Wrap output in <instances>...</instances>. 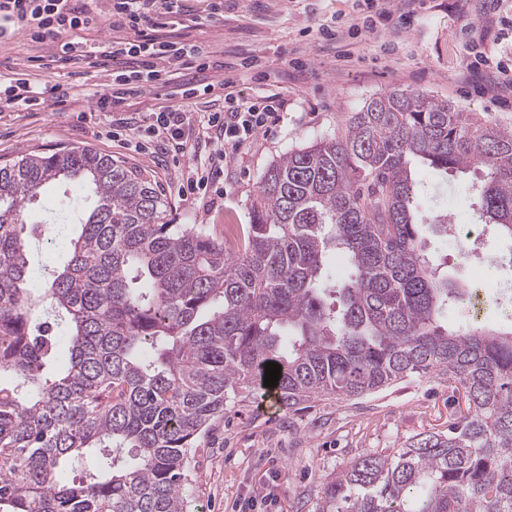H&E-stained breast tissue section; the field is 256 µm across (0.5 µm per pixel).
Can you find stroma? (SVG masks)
Returning <instances> with one entry per match:
<instances>
[{"label": "stroma", "instance_id": "stroma-1", "mask_svg": "<svg viewBox=\"0 0 512 512\" xmlns=\"http://www.w3.org/2000/svg\"><path fill=\"white\" fill-rule=\"evenodd\" d=\"M367 0H224L223 16L210 15L208 0H182L168 37L201 44L214 64L208 80L229 81L244 98L275 95L285 105L269 132L242 147L224 171V204L212 208L178 193L174 163L160 164L101 134L83 113L103 88L102 77L76 64L41 69L39 81L69 85L72 99L46 110L0 112V162L21 152L50 154L87 147L111 155L153 179L167 198L172 224H195L225 240L227 230L246 232L252 202L267 166L288 152L340 135L369 98L393 88L448 100L481 121L512 130V95L473 82L467 67L485 60L512 66V0H418L409 28L394 19L363 27ZM350 33L351 60H339L320 29ZM51 43L14 39L0 44V77L51 54ZM214 95L188 100L173 87L133 99L128 116L174 105L202 117ZM424 215H447L456 229L422 225L429 261L450 282L481 289L487 301L480 323L512 327V238L484 231L472 206L469 176H446L416 165ZM483 235L487 257L463 255L468 232ZM453 392L443 379L409 378L357 398L324 396L296 412L264 399L263 390L241 391L223 418L197 442L199 471L191 483L190 512H317L324 482L357 458L396 451L408 438L445 429Z\"/></svg>", "mask_w": 512, "mask_h": 512}]
</instances>
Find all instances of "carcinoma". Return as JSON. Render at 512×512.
I'll return each instance as SVG.
<instances>
[{
  "mask_svg": "<svg viewBox=\"0 0 512 512\" xmlns=\"http://www.w3.org/2000/svg\"><path fill=\"white\" fill-rule=\"evenodd\" d=\"M416 163L483 173L480 222L512 237V131L401 89L272 161L234 254L166 223L157 184L110 155L0 164V512H188L195 437L268 362L290 410L407 377L466 394L447 431L329 478L319 512H512V330L443 324L471 296L422 254ZM54 185L92 205L65 217L66 259L35 291L30 246L56 217L30 224L27 210ZM338 253L354 269L339 287Z\"/></svg>",
  "mask_w": 512,
  "mask_h": 512,
  "instance_id": "cac0c4a2",
  "label": "carcinoma"
}]
</instances>
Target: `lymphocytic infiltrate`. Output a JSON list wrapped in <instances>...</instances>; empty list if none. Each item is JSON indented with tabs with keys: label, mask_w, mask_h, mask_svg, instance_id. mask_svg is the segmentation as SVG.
Masks as SVG:
<instances>
[{
	"label": "lymphocytic infiltrate",
	"mask_w": 512,
	"mask_h": 512,
	"mask_svg": "<svg viewBox=\"0 0 512 512\" xmlns=\"http://www.w3.org/2000/svg\"><path fill=\"white\" fill-rule=\"evenodd\" d=\"M178 2L107 0L109 26L124 32L125 37L106 40L85 52L78 35L95 25L96 16L83 0H0V41L17 37L52 41L55 48L46 68L63 69L79 63L103 76V91L88 112L92 118L122 111L130 97L173 82L179 83L182 95L190 98L214 88L213 83L199 79L210 68L207 55L196 44L147 32L148 27L176 14ZM69 97L64 84L40 85L23 70L0 83V112L18 107L41 110L61 105ZM224 102V109L199 121L193 120L189 111L162 106L141 116L135 126L115 125L107 134L161 157L193 156L199 146L208 147L206 160L188 174L185 184L190 195L215 202L224 196L219 180L230 153L267 132L283 108L282 100L274 96L245 101L230 92Z\"/></svg>",
	"instance_id": "1"
}]
</instances>
